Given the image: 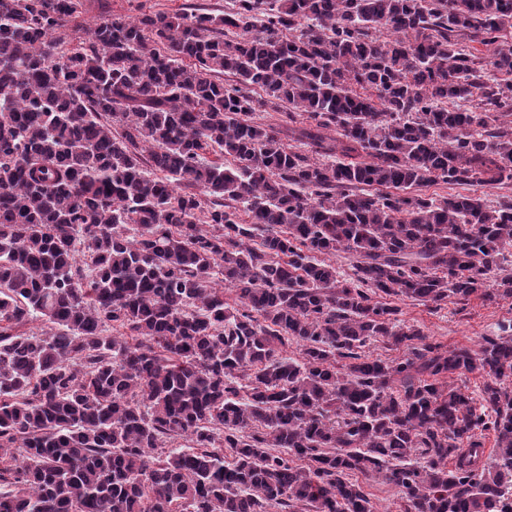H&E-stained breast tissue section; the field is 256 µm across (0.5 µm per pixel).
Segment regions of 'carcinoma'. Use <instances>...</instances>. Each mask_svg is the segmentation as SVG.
Listing matches in <instances>:
<instances>
[{"instance_id": "carcinoma-1", "label": "carcinoma", "mask_w": 512, "mask_h": 512, "mask_svg": "<svg viewBox=\"0 0 512 512\" xmlns=\"http://www.w3.org/2000/svg\"><path fill=\"white\" fill-rule=\"evenodd\" d=\"M79 8L0 0V512H512V336L389 302L512 298V199L421 193L512 182V0ZM390 301L401 309V319L419 325L444 349H477L485 338L502 335V325L512 324V298L493 304L477 296L465 304L448 298L437 309L409 299L390 298ZM377 503L380 512H396L399 493L398 489L382 478L370 480L366 487ZM388 510V511H387Z\"/></svg>"}]
</instances>
